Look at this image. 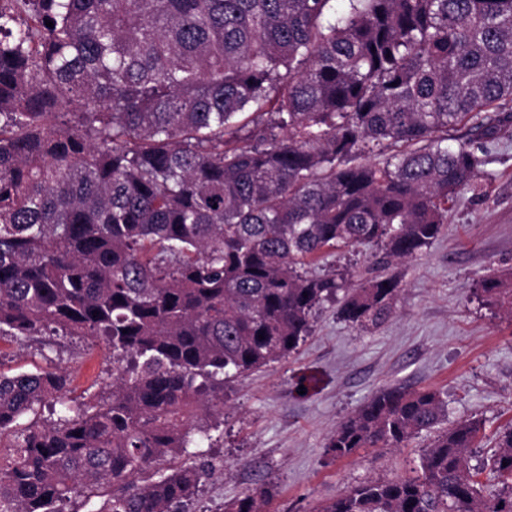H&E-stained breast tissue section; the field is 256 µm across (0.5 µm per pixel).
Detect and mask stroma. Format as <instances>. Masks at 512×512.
Here are the masks:
<instances>
[{"mask_svg": "<svg viewBox=\"0 0 512 512\" xmlns=\"http://www.w3.org/2000/svg\"><path fill=\"white\" fill-rule=\"evenodd\" d=\"M401 284L394 315L370 332L345 322L337 301L317 310L309 336L286 359L224 385L212 444L196 459L215 465L190 512H224L245 492L269 488V512H308L367 479L411 475L427 442L405 448H362L331 458L325 445L336 427L379 388H432L448 402L450 420L478 419L485 439L473 466H482L495 435L512 424V315L483 305L475 294L483 276L512 272V128L491 146L475 186L448 204L437 238L412 259L394 262ZM79 356L66 362L72 395L96 392L112 354L104 344L74 338ZM59 349L19 348L0 339V370L31 371L56 364ZM305 373L320 380L301 394Z\"/></svg>", "mask_w": 512, "mask_h": 512, "instance_id": "1", "label": "stroma"}]
</instances>
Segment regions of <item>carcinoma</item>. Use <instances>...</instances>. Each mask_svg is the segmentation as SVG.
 I'll list each match as a JSON object with an SVG mask.
<instances>
[{"label": "carcinoma", "instance_id": "obj_1", "mask_svg": "<svg viewBox=\"0 0 512 512\" xmlns=\"http://www.w3.org/2000/svg\"><path fill=\"white\" fill-rule=\"evenodd\" d=\"M8 2L0 337L101 339L112 383L85 402L62 367L0 370V512L94 498L95 512H186L214 470L173 459L212 439L197 419L224 382L296 351L325 302L363 330L393 315L385 270L438 236L512 126V111L483 116L512 104V0ZM463 122L476 137L448 143ZM389 146L402 150L369 160ZM362 245L380 248L362 273L311 269ZM477 295L512 315V276ZM482 426L448 421L435 390H378L327 451L425 434L416 475L311 512H512V426L484 483ZM268 501L252 491L224 512Z\"/></svg>", "mask_w": 512, "mask_h": 512}]
</instances>
